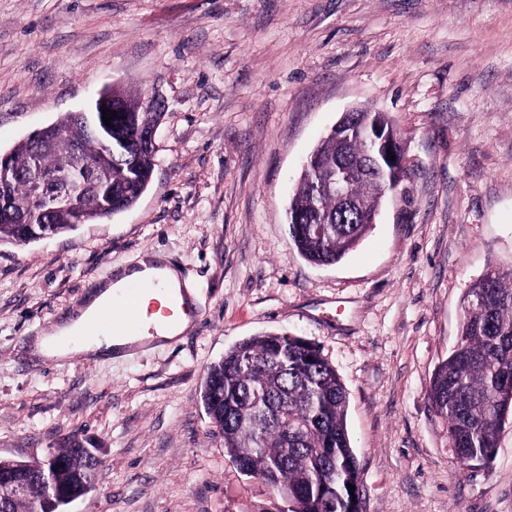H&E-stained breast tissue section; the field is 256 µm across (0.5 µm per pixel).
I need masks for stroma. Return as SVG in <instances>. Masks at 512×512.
<instances>
[{"mask_svg": "<svg viewBox=\"0 0 512 512\" xmlns=\"http://www.w3.org/2000/svg\"><path fill=\"white\" fill-rule=\"evenodd\" d=\"M119 84L159 98L157 166L119 215L0 245V456L99 449L71 512H278L200 400L209 366L263 332L335 367L361 512H512V413L494 457L458 459L428 398L460 341L463 297L512 270V0H0V151ZM388 113L405 191L316 266L287 209L343 113ZM156 250L199 317L125 357H33L94 285Z\"/></svg>", "mask_w": 512, "mask_h": 512, "instance_id": "stroma-1", "label": "stroma"}]
</instances>
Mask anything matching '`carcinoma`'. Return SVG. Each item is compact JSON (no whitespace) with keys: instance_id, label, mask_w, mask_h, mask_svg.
Returning <instances> with one entry per match:
<instances>
[{"instance_id":"cac0c4a2","label":"carcinoma","mask_w":512,"mask_h":512,"mask_svg":"<svg viewBox=\"0 0 512 512\" xmlns=\"http://www.w3.org/2000/svg\"><path fill=\"white\" fill-rule=\"evenodd\" d=\"M102 106L116 111L110 152L83 125L64 136L50 129L43 145L27 138L10 150L12 170L0 191V210L8 212L0 217V244H29L106 218L98 198L105 183L112 187V214L137 203L156 158L144 134L158 128L162 113L117 89L105 94ZM356 119L393 128L383 112L361 110ZM76 148L91 160L75 173L83 185L80 207L56 210L43 224V204L27 175L58 166ZM366 152L365 141H344L335 126L312 150L313 161L302 170L288 207L290 239L308 262H339L372 228L360 214L377 212L384 198L375 173L353 178L355 211L339 210L336 198L321 190L344 156L362 158ZM428 396L448 422L462 461L494 456L500 422L512 410V271L491 270L468 289L460 343L435 372ZM201 401L224 438L225 453L244 475L260 477L288 512H350L348 485H359L360 473L347 430V393L319 350L278 332L251 337L208 368ZM57 455L66 463L63 483L77 480L88 466L72 441ZM41 498L36 489L7 510L39 512Z\"/></svg>"}]
</instances>
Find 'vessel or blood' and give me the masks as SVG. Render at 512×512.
Here are the masks:
<instances>
[{"mask_svg":"<svg viewBox=\"0 0 512 512\" xmlns=\"http://www.w3.org/2000/svg\"><path fill=\"white\" fill-rule=\"evenodd\" d=\"M153 295L154 307L160 308L163 317L177 321L187 305L171 296L163 279L135 282L113 293L97 312L87 329L88 335H117L137 332L141 324V300Z\"/></svg>","mask_w":512,"mask_h":512,"instance_id":"obj_1","label":"vessel or blood"}]
</instances>
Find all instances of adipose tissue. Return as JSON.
<instances>
[{
    "instance_id": "adipose-tissue-1",
    "label": "adipose tissue",
    "mask_w": 512,
    "mask_h": 512,
    "mask_svg": "<svg viewBox=\"0 0 512 512\" xmlns=\"http://www.w3.org/2000/svg\"><path fill=\"white\" fill-rule=\"evenodd\" d=\"M164 273L170 286L193 295L194 290L188 282L182 281L176 268L170 265L159 253L147 252L140 255L135 263L120 268L112 280L98 285L90 292L82 307L65 317L56 328L55 338L37 337L33 344L35 356L66 361L73 352L92 357H107L132 348H145L155 343L174 340L180 335V328L162 326L158 312L152 311L150 304H143L144 330L126 336L84 337L83 331L92 321L99 307L108 301L113 289L121 288L131 282L144 281L157 273Z\"/></svg>"
}]
</instances>
